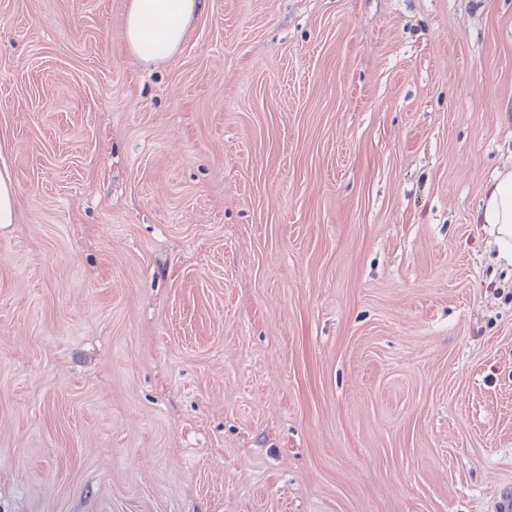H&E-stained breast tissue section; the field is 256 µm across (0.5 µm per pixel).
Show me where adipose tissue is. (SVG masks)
I'll return each mask as SVG.
<instances>
[{"instance_id": "obj_1", "label": "adipose tissue", "mask_w": 512, "mask_h": 512, "mask_svg": "<svg viewBox=\"0 0 512 512\" xmlns=\"http://www.w3.org/2000/svg\"><path fill=\"white\" fill-rule=\"evenodd\" d=\"M203 6L204 0H127L125 40L130 52L144 63L171 56ZM480 218L494 236L498 260L512 266V171L488 187Z\"/></svg>"}]
</instances>
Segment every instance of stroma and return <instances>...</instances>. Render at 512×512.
<instances>
[{
	"label": "stroma",
	"mask_w": 512,
	"mask_h": 512,
	"mask_svg": "<svg viewBox=\"0 0 512 512\" xmlns=\"http://www.w3.org/2000/svg\"><path fill=\"white\" fill-rule=\"evenodd\" d=\"M0 0V512H498L512 0ZM204 0H127L125 40L141 62L171 56L183 42L193 17ZM16 201L11 173L6 166H3L0 169V224L14 222ZM481 224L497 246V259L512 266V171L501 173L483 197Z\"/></svg>",
	"instance_id": "stroma-1"
}]
</instances>
